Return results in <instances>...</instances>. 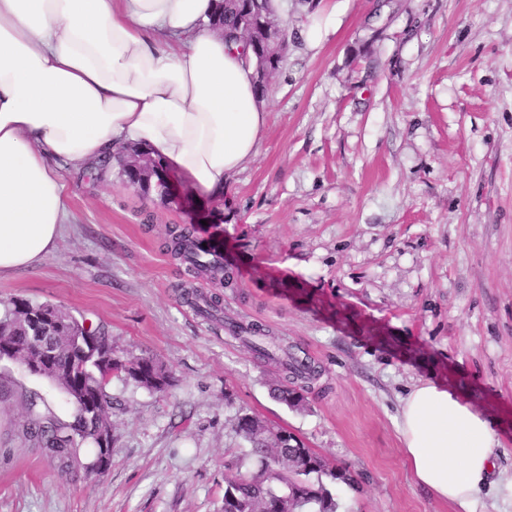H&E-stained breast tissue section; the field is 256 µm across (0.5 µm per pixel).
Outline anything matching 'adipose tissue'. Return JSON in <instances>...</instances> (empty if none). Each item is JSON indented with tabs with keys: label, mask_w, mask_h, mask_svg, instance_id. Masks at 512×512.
I'll return each instance as SVG.
<instances>
[{
	"label": "adipose tissue",
	"mask_w": 512,
	"mask_h": 512,
	"mask_svg": "<svg viewBox=\"0 0 512 512\" xmlns=\"http://www.w3.org/2000/svg\"><path fill=\"white\" fill-rule=\"evenodd\" d=\"M216 0H0V275L41 263L68 219L58 168L135 143L219 198L256 154L255 60L208 29ZM414 483L469 508L496 467L489 417L424 381L403 399Z\"/></svg>",
	"instance_id": "adipose-tissue-1"
}]
</instances>
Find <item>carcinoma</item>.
<instances>
[{"instance_id": "carcinoma-1", "label": "carcinoma", "mask_w": 512, "mask_h": 512, "mask_svg": "<svg viewBox=\"0 0 512 512\" xmlns=\"http://www.w3.org/2000/svg\"><path fill=\"white\" fill-rule=\"evenodd\" d=\"M271 0H220L217 4V22L223 26L225 38L237 42L245 40L252 45L251 36L242 33L241 12L248 8L257 17L278 27L282 45L288 44V25L274 18ZM171 253L188 263L194 273L205 276L215 284L229 287L233 277L216 252L202 247L188 227L170 231ZM75 341L67 339L60 351L58 372L47 375L65 393L72 386L80 385L92 392L100 407V415L89 420L74 414L73 420L57 421L42 412L37 398L28 400L25 439L42 453L63 464L76 454L77 448L86 443L99 446V428L111 424L112 395L108 385L112 374H122L135 383L148 387L158 381L155 390L164 392L171 385V376L154 357L143 355L125 364L101 366L93 359L73 363ZM236 431L250 444L243 450L238 462L224 472L223 512H337V503L326 488L323 478L339 480L353 486L355 480L345 470H338L312 449L294 437H285V430L273 428L254 416L243 415L237 419ZM256 458L260 468H245V460Z\"/></svg>"}]
</instances>
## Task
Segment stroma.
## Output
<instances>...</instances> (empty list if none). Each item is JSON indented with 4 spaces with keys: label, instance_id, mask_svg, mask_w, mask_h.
<instances>
[{
    "label": "stroma",
    "instance_id": "1",
    "mask_svg": "<svg viewBox=\"0 0 512 512\" xmlns=\"http://www.w3.org/2000/svg\"><path fill=\"white\" fill-rule=\"evenodd\" d=\"M278 0L294 38L261 101L256 155L222 200L174 179L164 198L118 169L67 170L56 251L0 279V305L62 306L112 355L149 354L163 392L112 377V456L64 466L22 438L29 396L68 420L58 386L0 361V512H223L224 466L250 414L354 486L338 512H461L415 485L397 429L418 381L464 391L501 442L472 512H512V0ZM188 225L219 242L236 285L220 311L165 247ZM257 324L317 370L305 403L227 329Z\"/></svg>",
    "mask_w": 512,
    "mask_h": 512
}]
</instances>
